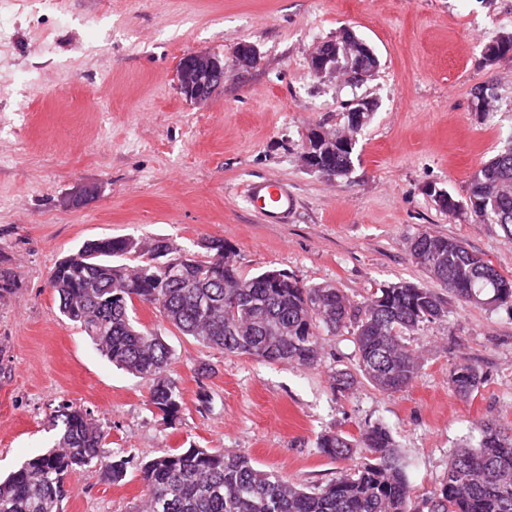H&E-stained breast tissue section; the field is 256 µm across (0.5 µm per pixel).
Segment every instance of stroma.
I'll use <instances>...</instances> for the list:
<instances>
[{"label": "stroma", "mask_w": 512, "mask_h": 512, "mask_svg": "<svg viewBox=\"0 0 512 512\" xmlns=\"http://www.w3.org/2000/svg\"><path fill=\"white\" fill-rule=\"evenodd\" d=\"M351 27L380 69L356 88L317 77L309 52ZM512 33V0H17L0 14V473L49 449L57 407L93 411L106 452L161 456L221 448L294 482L326 484L345 469L316 446L325 430L389 427L414 500L440 487L472 421L512 425V309L451 303L447 321L411 336L421 369L388 394L360 379L342 393L331 374L355 365L350 333L325 339L322 364L293 367L211 350L168 328L174 420L153 413L149 385L116 369L59 311L51 270L105 236L162 237L185 249L220 237L242 274L270 267L331 283L360 302L398 280L426 282L409 259L420 233L455 238L512 275V242L495 224L449 217L428 187L465 197L471 174L512 136V57L486 64L485 45ZM256 65L234 66L238 43ZM224 61V88L203 106L180 94V59ZM488 85L495 112L476 111ZM357 95L378 108L354 169L330 182L299 155L310 128L341 124ZM284 182L297 208L263 223L248 181ZM82 202L70 206L73 197ZM484 378L457 396L453 367ZM209 374L198 375L201 364ZM143 490L98 472L70 479L64 512H125Z\"/></svg>", "instance_id": "1"}]
</instances>
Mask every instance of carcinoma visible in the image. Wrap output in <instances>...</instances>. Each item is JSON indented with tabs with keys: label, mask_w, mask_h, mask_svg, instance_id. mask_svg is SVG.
<instances>
[{
	"label": "carcinoma",
	"mask_w": 512,
	"mask_h": 512,
	"mask_svg": "<svg viewBox=\"0 0 512 512\" xmlns=\"http://www.w3.org/2000/svg\"><path fill=\"white\" fill-rule=\"evenodd\" d=\"M512 52V34L485 46L493 63ZM375 63L368 43L351 28L336 40V71L345 75L347 55ZM489 86L473 89L476 110L495 108ZM344 123L324 140L312 128L309 154L317 166L352 173L356 145L344 139L358 133L374 110L355 112L342 104ZM429 196L450 215L465 214L478 224H497L512 242V138L470 177L460 199L446 189ZM158 252L185 258L182 278L164 282L150 266ZM236 250L212 237L203 258L188 257L166 238L105 237L84 244L55 265L49 286L59 311L90 337L112 365L150 381L149 406L164 419L181 407L177 384L167 376L173 351L162 333L136 326V300L154 305L161 323L200 345L267 363L311 367L325 358L323 336L352 331L356 370L332 374L333 391L343 392L361 376L384 393H394L417 377L420 361L407 337L448 318L449 299L497 309L512 305V277L460 241L427 232L410 248L411 259L439 284L398 281L354 303L333 284H305L282 271L267 269L243 276ZM448 383L460 396L478 391L483 377L475 366L460 364ZM52 425L55 444L37 453L0 480V512H63L67 481L101 470L102 478L125 479L132 459L104 456L103 427L91 411L64 403ZM316 447L332 459L348 460L363 448L370 457L340 472L325 485L292 482L263 469L239 453L217 448H176L139 462L143 493L128 512H421L389 428L369 424L359 437L324 431ZM427 512H512V429L492 419L473 423L451 454L440 487L423 500Z\"/></svg>",
	"instance_id": "1"
}]
</instances>
